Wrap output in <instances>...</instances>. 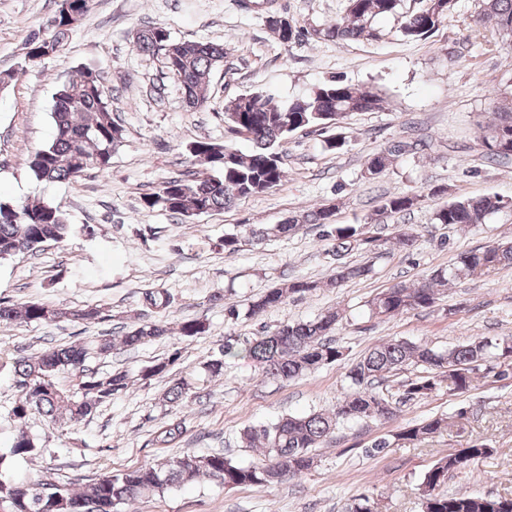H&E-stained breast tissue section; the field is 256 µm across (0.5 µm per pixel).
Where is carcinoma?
<instances>
[{
  "label": "carcinoma",
  "mask_w": 512,
  "mask_h": 512,
  "mask_svg": "<svg viewBox=\"0 0 512 512\" xmlns=\"http://www.w3.org/2000/svg\"><path fill=\"white\" fill-rule=\"evenodd\" d=\"M91 0L78 4L60 0L56 14L48 22V33L33 35L27 43L26 57L41 59L55 53L72 29L89 10ZM403 0H347L346 15L334 22L310 28L308 34L321 40H376L379 32L374 22L380 17L399 19L398 33L405 41H417L438 30L452 15L455 0H421L413 13L402 11ZM269 28L279 42L288 45L303 35L288 19L267 17ZM474 31L482 37L512 43V0H485L473 19ZM136 49L156 59L179 87L183 101L191 109L206 106L210 99L209 74L224 61V46L175 39L162 26L141 29L135 38ZM384 97L372 88L360 89L339 77L318 85L310 95L284 103L274 102L266 91L249 92L224 103V122L237 133L247 135L254 148L247 154L228 144L196 141L189 147L203 172L171 178L143 196L148 209H160L174 218H191L224 210L236 202L264 194L280 185L285 177L282 156L276 150L288 134L304 128L328 129L332 122L353 112H368L383 107ZM493 120L482 127L480 145L485 158L506 163L512 159V100L496 105ZM56 134L51 143L31 154L29 170L39 180L72 181L90 169L110 166L112 155L123 145L125 130L112 117L109 89L102 73L84 66L78 76L59 86L54 93L51 113ZM408 146L394 145L366 160V175L382 174ZM424 195H392L383 198L374 215L389 217L409 211L423 201ZM505 208L497 194L480 197L455 196L437 207L433 223L465 228L485 221ZM334 205H322L302 216L292 215L269 227L246 225L237 234L224 237V250L234 253L246 245L257 244L270 236L288 235L302 224H319L325 237L335 242L336 252L347 253L360 246L385 250L390 244L410 249L416 236L399 231L391 238L369 235V224H336ZM72 225L57 208L47 203H10L0 201V260L24 253L46 242H59L71 233ZM512 267V242L494 243L481 251L460 254L455 264L438 269L419 282H399L380 292L369 302L376 317H391L409 310L430 308L437 303L438 289L450 281L480 278L491 271ZM372 272L369 264L342 263L329 278L332 285L362 279ZM319 282L297 279L271 287L248 302L246 315L256 317L280 304L290 294L309 293ZM170 296L154 290L143 292L148 308L163 309ZM95 322L105 318L98 306L80 309L56 308L36 302L5 304L0 302V322L21 320L25 323L53 322L60 319ZM343 319L337 310L299 322H283L261 336L239 342L228 336L219 355L205 364L213 377L224 371V360L244 355L262 374L273 379L290 380L344 359V348L329 336ZM168 335L160 321L136 323L122 337V345L134 348ZM92 358L88 348L65 344L47 348L34 357L14 362L17 398L12 408L14 418L24 420L38 413L51 421L64 417L70 423L93 414L112 396L129 388L130 377L124 371L102 376L87 366ZM178 354L146 367L141 379L147 380L169 370ZM486 362L512 371V338L488 340L476 338L451 349H437L404 340H387L374 347L346 372L348 391L329 412L288 415L259 427L249 426L241 434L246 448H262L258 458L242 463L222 453L183 456L163 467L141 466L120 476H107L75 492L70 484L43 483L35 488L0 476V512H121L120 507L143 497L161 494L185 486L201 476H208L226 487L267 486L309 470L314 463L312 449L326 442L339 424L367 419H390L396 404L372 389V383L394 375L402 368L421 365L425 374L402 382V400L429 396L450 378L448 391L462 393L469 387L471 374ZM76 372L77 388L59 384L57 375ZM187 382L178 379L164 393L165 402L177 406L188 399ZM450 428L448 419L428 418L400 428L366 450L371 456L386 453L399 444H416ZM182 435L179 423H169L156 431L155 442L169 445ZM44 449L26 433L16 437L7 452L0 454V469L14 457H36ZM494 449L475 442L454 455L437 461L421 483L422 512H512V494L473 496L449 494L442 490L448 474L492 456Z\"/></svg>",
  "instance_id": "obj_1"
}]
</instances>
